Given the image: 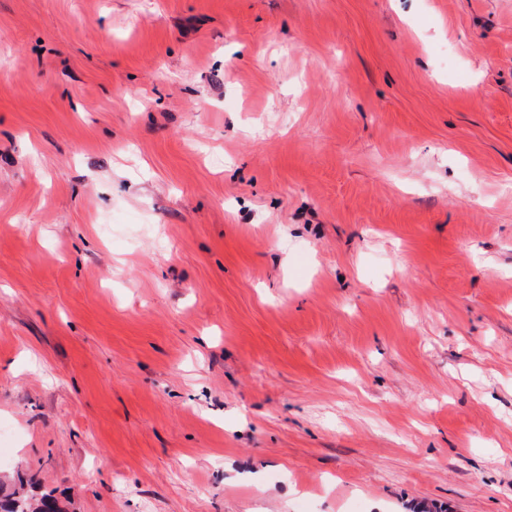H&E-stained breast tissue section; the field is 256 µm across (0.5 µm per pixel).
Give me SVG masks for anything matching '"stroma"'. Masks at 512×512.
<instances>
[{
  "mask_svg": "<svg viewBox=\"0 0 512 512\" xmlns=\"http://www.w3.org/2000/svg\"><path fill=\"white\" fill-rule=\"evenodd\" d=\"M0 425L68 512H512V0H0Z\"/></svg>",
  "mask_w": 512,
  "mask_h": 512,
  "instance_id": "stroma-1",
  "label": "stroma"
}]
</instances>
